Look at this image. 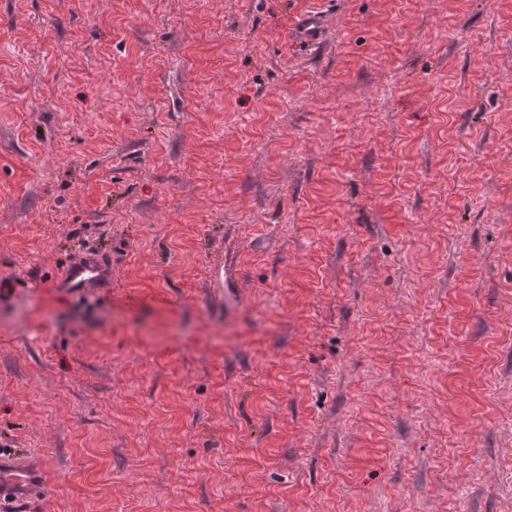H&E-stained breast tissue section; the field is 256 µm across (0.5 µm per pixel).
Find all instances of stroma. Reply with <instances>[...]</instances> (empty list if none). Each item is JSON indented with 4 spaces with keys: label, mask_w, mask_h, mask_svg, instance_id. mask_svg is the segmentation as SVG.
Segmentation results:
<instances>
[{
    "label": "stroma",
    "mask_w": 512,
    "mask_h": 512,
    "mask_svg": "<svg viewBox=\"0 0 512 512\" xmlns=\"http://www.w3.org/2000/svg\"><path fill=\"white\" fill-rule=\"evenodd\" d=\"M0 448L15 512H512V0H0ZM112 277V269L94 257L73 263L66 271L59 286L72 293H81L90 288H99ZM0 496L1 493H13L29 497L39 491L45 483V473L34 465L20 466L13 460L0 459Z\"/></svg>",
    "instance_id": "obj_1"
}]
</instances>
